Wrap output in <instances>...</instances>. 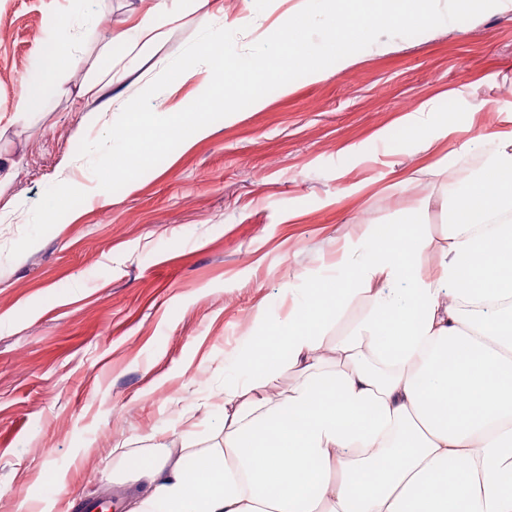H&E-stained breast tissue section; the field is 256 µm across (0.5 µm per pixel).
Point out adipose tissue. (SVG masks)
<instances>
[{"instance_id":"ef3b65f1","label":"adipose tissue","mask_w":512,"mask_h":512,"mask_svg":"<svg viewBox=\"0 0 512 512\" xmlns=\"http://www.w3.org/2000/svg\"><path fill=\"white\" fill-rule=\"evenodd\" d=\"M448 201L425 273L423 225L372 231L287 320L245 343L224 444L123 454L129 512H512V131ZM363 320L323 328L357 295ZM296 385L264 388L283 368Z\"/></svg>"}]
</instances>
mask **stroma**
<instances>
[{"label": "stroma", "mask_w": 512, "mask_h": 512, "mask_svg": "<svg viewBox=\"0 0 512 512\" xmlns=\"http://www.w3.org/2000/svg\"><path fill=\"white\" fill-rule=\"evenodd\" d=\"M150 4L0 0V156L19 202L0 222V512H87L101 498L127 512L133 484L113 448L180 447L189 420L201 446L223 442L224 385L258 316L287 317L291 289L342 273L372 226L409 221L413 197L433 264L448 188L485 156L478 145L442 164L441 121L459 142L505 127L495 105L512 101V12L495 10L296 79L105 192L77 151L114 116L81 83L116 63L127 75L112 94L139 93L241 8L173 0L153 55L135 60L118 35ZM48 41L51 62L74 65L43 92ZM423 103L411 129L404 117Z\"/></svg>", "instance_id": "stroma-1"}]
</instances>
